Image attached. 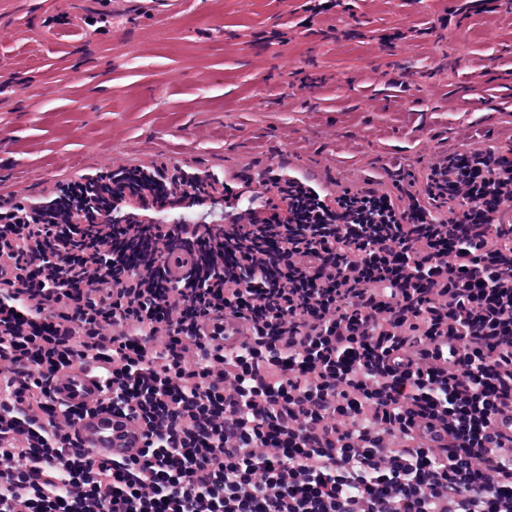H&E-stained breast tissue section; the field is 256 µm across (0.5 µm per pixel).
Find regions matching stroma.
<instances>
[{
    "mask_svg": "<svg viewBox=\"0 0 512 512\" xmlns=\"http://www.w3.org/2000/svg\"><path fill=\"white\" fill-rule=\"evenodd\" d=\"M512 147V0H0V200L107 171L328 194Z\"/></svg>",
    "mask_w": 512,
    "mask_h": 512,
    "instance_id": "1",
    "label": "stroma"
}]
</instances>
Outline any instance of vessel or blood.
<instances>
[{
    "label": "vessel or blood",
    "mask_w": 512,
    "mask_h": 512,
    "mask_svg": "<svg viewBox=\"0 0 512 512\" xmlns=\"http://www.w3.org/2000/svg\"><path fill=\"white\" fill-rule=\"evenodd\" d=\"M94 373L90 364L57 373L50 383V394L80 410L72 433L92 457L107 463L137 458L144 443L141 429L130 416L116 415L104 408L106 390Z\"/></svg>",
    "instance_id": "1"
}]
</instances>
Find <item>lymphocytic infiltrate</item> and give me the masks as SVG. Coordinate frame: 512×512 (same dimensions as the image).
<instances>
[{"label":"lymphocytic infiltrate","mask_w":512,"mask_h":512,"mask_svg":"<svg viewBox=\"0 0 512 512\" xmlns=\"http://www.w3.org/2000/svg\"><path fill=\"white\" fill-rule=\"evenodd\" d=\"M270 182L195 197L221 224L0 201V512H512V161L439 158L397 197ZM84 361L139 459L71 435L49 382Z\"/></svg>","instance_id":"obj_1"}]
</instances>
